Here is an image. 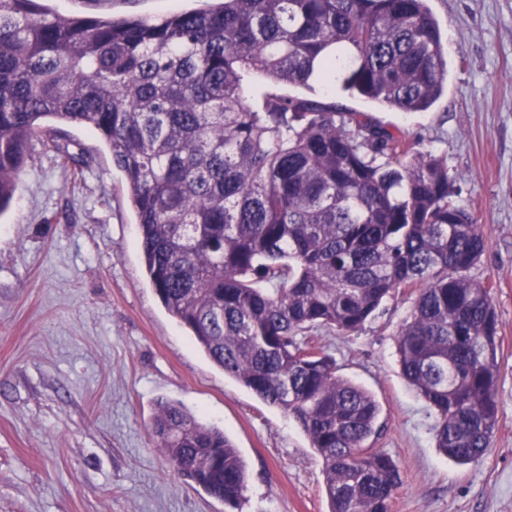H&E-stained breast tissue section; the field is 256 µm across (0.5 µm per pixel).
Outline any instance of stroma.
Returning a JSON list of instances; mask_svg holds the SVG:
<instances>
[{
  "label": "stroma",
  "mask_w": 512,
  "mask_h": 512,
  "mask_svg": "<svg viewBox=\"0 0 512 512\" xmlns=\"http://www.w3.org/2000/svg\"><path fill=\"white\" fill-rule=\"evenodd\" d=\"M80 16H159L205 0H45ZM448 54V91L425 112L348 99L335 83L283 94L345 101L420 138L456 176L481 224L472 269L498 314V424L461 465L436 446L437 417L400 373L395 333L415 292L387 300L350 335L323 334L339 373L381 407L374 448L397 463L392 512H512V0H430ZM82 174L33 141L0 213V512H225L155 447L159 402L224 431L247 471L242 512H329L323 462L292 418L224 374L162 307L139 249L122 172L101 139L61 125Z\"/></svg>",
  "instance_id": "obj_1"
}]
</instances>
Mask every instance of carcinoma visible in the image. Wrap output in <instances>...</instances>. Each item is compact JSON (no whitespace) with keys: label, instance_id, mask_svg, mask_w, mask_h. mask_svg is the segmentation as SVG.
Masks as SVG:
<instances>
[{"label":"carcinoma","instance_id":"obj_1","mask_svg":"<svg viewBox=\"0 0 512 512\" xmlns=\"http://www.w3.org/2000/svg\"><path fill=\"white\" fill-rule=\"evenodd\" d=\"M41 2L0 0V213L33 139L78 164L55 125L94 130L125 177L162 306L295 421L330 512H391L402 479L368 445L377 401L316 333L359 332L415 290L401 373L437 415L438 448L482 458L498 423V319L491 286L470 276L485 237L447 162L340 103L242 96L254 74L305 88L333 76L351 97L427 111L448 83L428 0H219L157 18ZM151 429L183 479L240 509L246 468L221 430L168 401Z\"/></svg>","mask_w":512,"mask_h":512}]
</instances>
